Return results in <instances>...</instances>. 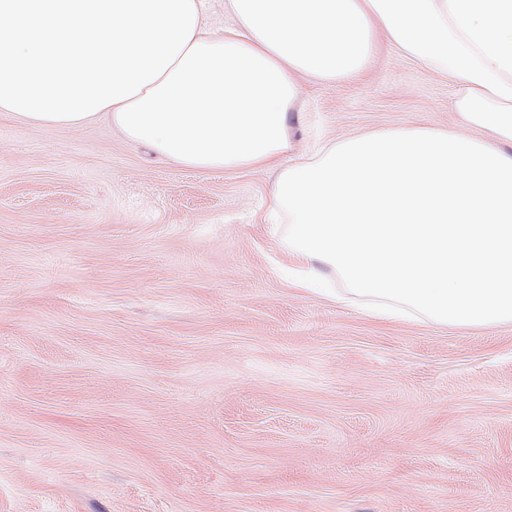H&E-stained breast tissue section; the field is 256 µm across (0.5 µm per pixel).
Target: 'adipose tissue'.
I'll return each instance as SVG.
<instances>
[{"mask_svg": "<svg viewBox=\"0 0 512 512\" xmlns=\"http://www.w3.org/2000/svg\"><path fill=\"white\" fill-rule=\"evenodd\" d=\"M0 0V112L36 127L99 115L198 170L283 163L287 247L380 318L512 321V155L389 131L287 164L297 75L358 74L382 34L457 84L471 126L512 142V0Z\"/></svg>", "mask_w": 512, "mask_h": 512, "instance_id": "adipose-tissue-1", "label": "adipose tissue"}]
</instances>
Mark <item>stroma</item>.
Masks as SVG:
<instances>
[{
    "mask_svg": "<svg viewBox=\"0 0 512 512\" xmlns=\"http://www.w3.org/2000/svg\"><path fill=\"white\" fill-rule=\"evenodd\" d=\"M298 83L292 163L478 134L381 35L359 75ZM281 172L0 112V512H512V322L381 319L287 283Z\"/></svg>",
    "mask_w": 512,
    "mask_h": 512,
    "instance_id": "1",
    "label": "stroma"
}]
</instances>
